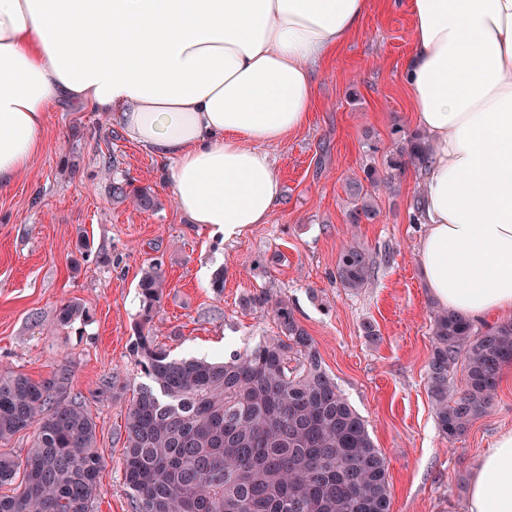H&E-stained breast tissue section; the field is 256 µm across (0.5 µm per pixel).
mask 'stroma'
<instances>
[{
  "label": "stroma",
  "mask_w": 512,
  "mask_h": 512,
  "mask_svg": "<svg viewBox=\"0 0 512 512\" xmlns=\"http://www.w3.org/2000/svg\"><path fill=\"white\" fill-rule=\"evenodd\" d=\"M412 31L407 10L369 0L360 30L317 70L306 126L268 149L281 204L233 242L181 214L156 158L104 113L71 106L48 113L29 172L0 190V368L40 379L70 361L72 391L97 424L105 458L95 512H134L121 453L128 399L146 381L132 345L138 282L153 261L166 283L153 329L172 357L220 361L251 348L276 323L271 308L242 309L243 296L266 289L288 300L387 460L391 512H465L478 460L512 429V367L487 412L448 442L427 393L436 303L419 274L424 228L408 221L422 190L418 169L377 188L373 223L348 219L351 182L369 167L386 173L393 130L417 129L399 74ZM124 179L150 190L156 208L114 198L113 182ZM352 241L376 261L359 291L335 279ZM219 273L220 291L211 286ZM67 300L85 307L89 320L59 327L56 312ZM366 321L377 340L364 336ZM111 377L116 388L101 393Z\"/></svg>",
  "instance_id": "1"
}]
</instances>
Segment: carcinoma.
Listing matches in <instances>:
<instances>
[{"instance_id": "cac0c4a2", "label": "carcinoma", "mask_w": 512, "mask_h": 512, "mask_svg": "<svg viewBox=\"0 0 512 512\" xmlns=\"http://www.w3.org/2000/svg\"><path fill=\"white\" fill-rule=\"evenodd\" d=\"M429 145L418 132L394 142L382 177L365 171L372 186L391 182L408 166H423ZM112 195L133 197L142 209L153 195L131 182ZM353 224L379 215L362 182L350 186ZM374 274L366 250L350 243L336 264L348 290ZM141 321L133 352L150 383L133 391L125 417L123 479L135 512H390L388 464L360 415L322 365L314 340L292 307L267 291L249 294L245 309L272 308L277 333L222 362L172 358L149 329L163 294L153 263L139 281ZM86 317L64 302L62 327ZM434 349L427 365L431 404L441 434L452 442L492 404L502 369L512 365V320L478 328L446 310L433 311ZM464 388L450 394L456 368ZM32 431L22 460L0 452V512H94L103 456L97 425L71 395L68 361L35 380L0 369V445Z\"/></svg>"}]
</instances>
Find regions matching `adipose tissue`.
Wrapping results in <instances>:
<instances>
[{
    "instance_id": "obj_1",
    "label": "adipose tissue",
    "mask_w": 512,
    "mask_h": 512,
    "mask_svg": "<svg viewBox=\"0 0 512 512\" xmlns=\"http://www.w3.org/2000/svg\"><path fill=\"white\" fill-rule=\"evenodd\" d=\"M401 65L429 140L417 252L448 311L512 313V0H404ZM368 0H0V189L30 168L46 112L109 113L160 162L180 212L225 241L282 198L268 152L308 121L317 67ZM465 512H512V430Z\"/></svg>"
}]
</instances>
